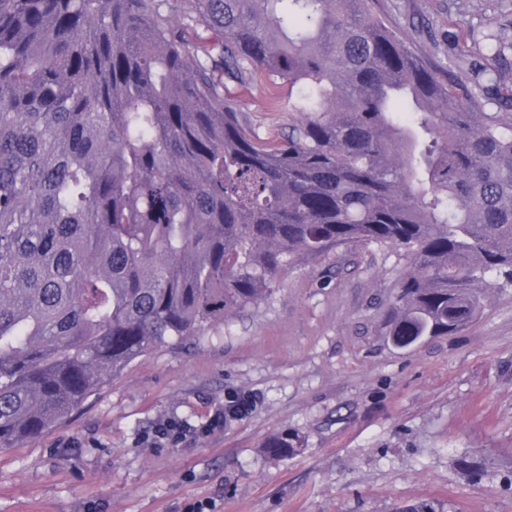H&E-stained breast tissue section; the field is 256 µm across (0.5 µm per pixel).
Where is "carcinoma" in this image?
<instances>
[{
    "label": "carcinoma",
    "mask_w": 512,
    "mask_h": 512,
    "mask_svg": "<svg viewBox=\"0 0 512 512\" xmlns=\"http://www.w3.org/2000/svg\"><path fill=\"white\" fill-rule=\"evenodd\" d=\"M149 2L0 0V450L261 303L298 255L403 250L384 322L399 349L512 287V123L461 99L369 0H195L222 37L212 68ZM214 68L288 83V135L246 128Z\"/></svg>",
    "instance_id": "carcinoma-1"
}]
</instances>
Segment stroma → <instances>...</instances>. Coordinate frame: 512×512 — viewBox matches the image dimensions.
<instances>
[{
  "label": "stroma",
  "mask_w": 512,
  "mask_h": 512,
  "mask_svg": "<svg viewBox=\"0 0 512 512\" xmlns=\"http://www.w3.org/2000/svg\"><path fill=\"white\" fill-rule=\"evenodd\" d=\"M191 58L214 33L194 0H157ZM396 35L485 111L505 107L475 84L472 42L494 38L512 86V0H373ZM226 99L260 136L286 135L288 87L259 73ZM406 267L399 250L348 243L299 256L264 301L171 341L108 378L72 416L0 450V512H392L431 500L444 512H512V290L491 295L460 332L399 350L382 322ZM239 395L244 417L218 412ZM176 423L179 434L160 437ZM289 432L297 454L272 458ZM264 448H266L267 453L271 456L283 457L297 452L299 446L294 435L278 433L266 440Z\"/></svg>",
  "instance_id": "1"
}]
</instances>
